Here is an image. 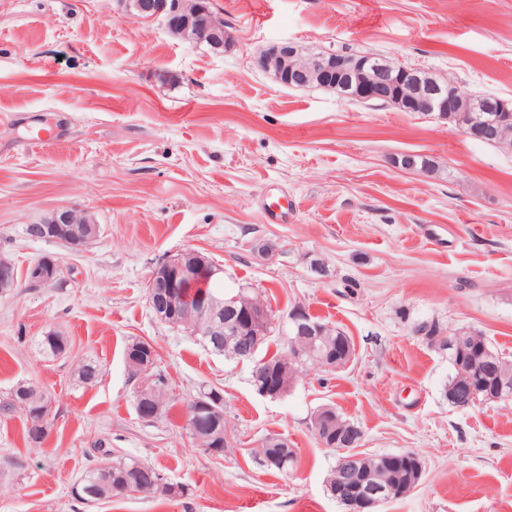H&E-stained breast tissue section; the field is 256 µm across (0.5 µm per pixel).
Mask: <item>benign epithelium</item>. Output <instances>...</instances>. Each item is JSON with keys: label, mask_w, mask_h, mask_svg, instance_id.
<instances>
[{"label": "benign epithelium", "mask_w": 512, "mask_h": 512, "mask_svg": "<svg viewBox=\"0 0 512 512\" xmlns=\"http://www.w3.org/2000/svg\"><path fill=\"white\" fill-rule=\"evenodd\" d=\"M121 9L144 20L162 19L166 28L174 29L178 38L198 44L208 42L215 48L224 47L228 36L224 24L212 10L211 0H116ZM257 66L270 73L280 85L304 89L312 83L332 91L348 103L375 106H394L403 112H425L446 119L454 112H471L473 116L465 128L458 129L474 141L498 134L500 115H512V103L495 97H478L462 92L453 82L439 78L421 67L395 63L373 53L340 55L315 51L295 42H285L264 50L256 59ZM94 221L74 209L63 208L39 225L44 236L80 248ZM224 272L206 256L195 250L182 251L164 262L148 282L149 306L156 317L168 322L178 316L192 314L185 305L184 290L199 288L200 277L208 279ZM62 268L51 256H43L30 268L28 282L39 285L59 277ZM17 275L13 265L0 258V293L16 287ZM238 297H224L213 301L210 310V335L218 342L224 339V322L234 327L238 344L255 353L264 340L261 327L262 306L240 307ZM289 320L300 334L314 333L309 315L297 309ZM330 408L323 407L314 415L313 426L320 442L326 447H337L341 456L338 468L344 471L356 465L359 457L348 455V448L360 444V435L344 439L332 438L323 428ZM397 497L394 487H374L366 495L349 499L350 512H373V509Z\"/></svg>", "instance_id": "benign-epithelium-1"}]
</instances>
